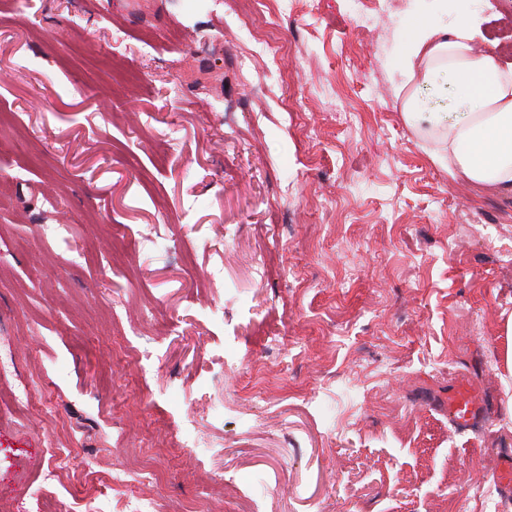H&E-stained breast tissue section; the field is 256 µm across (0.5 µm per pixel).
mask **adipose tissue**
I'll return each instance as SVG.
<instances>
[{
	"label": "adipose tissue",
	"mask_w": 512,
	"mask_h": 512,
	"mask_svg": "<svg viewBox=\"0 0 512 512\" xmlns=\"http://www.w3.org/2000/svg\"><path fill=\"white\" fill-rule=\"evenodd\" d=\"M478 10L479 0H469L454 25L411 23L398 58L405 83L455 93L444 111L407 93L403 117L440 143L434 158L451 178L512 196V63L475 48Z\"/></svg>",
	"instance_id": "adipose-tissue-1"
}]
</instances>
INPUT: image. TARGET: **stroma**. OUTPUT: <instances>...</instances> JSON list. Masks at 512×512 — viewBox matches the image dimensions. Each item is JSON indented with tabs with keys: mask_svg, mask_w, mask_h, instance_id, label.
Masks as SVG:
<instances>
[{
	"mask_svg": "<svg viewBox=\"0 0 512 512\" xmlns=\"http://www.w3.org/2000/svg\"><path fill=\"white\" fill-rule=\"evenodd\" d=\"M367 6L246 14L285 50L242 72L224 0H0V117L28 141L0 156L15 512H512V197L452 180L403 119L408 27L452 0ZM459 378L496 402L479 427L448 418ZM72 442L124 483L44 484Z\"/></svg>",
	"mask_w": 512,
	"mask_h": 512,
	"instance_id": "obj_1",
	"label": "stroma"
}]
</instances>
